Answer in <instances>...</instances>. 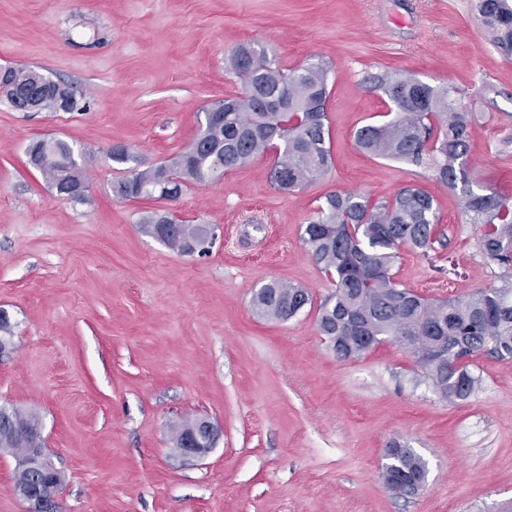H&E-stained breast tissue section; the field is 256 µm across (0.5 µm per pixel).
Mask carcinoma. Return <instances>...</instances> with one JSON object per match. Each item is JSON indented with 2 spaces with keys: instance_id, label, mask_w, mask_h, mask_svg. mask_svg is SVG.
<instances>
[{
  "instance_id": "obj_1",
  "label": "carcinoma",
  "mask_w": 512,
  "mask_h": 512,
  "mask_svg": "<svg viewBox=\"0 0 512 512\" xmlns=\"http://www.w3.org/2000/svg\"><path fill=\"white\" fill-rule=\"evenodd\" d=\"M475 8L495 45L512 52V0H476ZM228 68L241 85L238 96L224 99L221 124L204 122L191 145L155 168L133 167L129 148L112 157L127 165L128 175L114 186L122 199L152 197L149 190L165 185L183 194L188 184L243 168L256 156L279 147L271 172L283 192L304 188L324 177L333 165L327 116L330 68L311 63L286 68L245 46L234 50ZM40 72L11 67L0 72V96L9 104L28 99L39 112H73L78 100L69 84L54 88L37 83ZM373 89L389 103V118L360 127L357 148L376 158L430 168L439 181L462 186L466 223L478 226V247L489 261L504 268L498 284L468 295L426 299L400 284L391 273L401 247L428 257L442 242L434 199L416 184L401 188L380 202L357 192L325 197L302 239L313 259L335 282V293L318 307L321 336L337 356L359 358L383 338L408 349L424 382L450 403L465 400L483 383L475 360L489 354L512 359V196L470 181L468 148L472 116L459 103L457 88L433 86L408 74L369 77ZM37 168L51 188H87L72 146L63 140H35L28 146ZM152 237L185 253L209 249L212 238L201 224H180L152 214L142 221ZM312 296L300 286L273 281L254 294L255 313L266 319L289 320ZM41 432L39 418L15 410L0 417V449L21 448L24 435ZM420 476L428 472L424 459L402 447L385 466Z\"/></svg>"
}]
</instances>
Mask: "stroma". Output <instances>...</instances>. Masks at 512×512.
<instances>
[{
    "label": "stroma",
    "mask_w": 512,
    "mask_h": 512,
    "mask_svg": "<svg viewBox=\"0 0 512 512\" xmlns=\"http://www.w3.org/2000/svg\"><path fill=\"white\" fill-rule=\"evenodd\" d=\"M294 68L329 62L334 164L284 193L271 155L190 185L175 202L121 199V143L139 168L183 151L204 111L239 95L226 67L239 46ZM0 65L70 84L84 110L19 112L0 99V307L13 349L0 356V406L36 414L62 476L57 512H493L512 501V361L484 355V384L451 404L409 382L416 364L386 341L341 360L317 328L335 292L302 231L326 195L374 201L418 183L447 245L427 260L402 249L395 278L427 298L491 285L461 190L430 170L370 157L354 134L389 107L372 74L451 84L475 115L469 174L512 194V56L486 36L475 0H0ZM62 139L86 199L57 196L26 155ZM214 225L209 253L146 234L143 213ZM308 289L294 318H259L269 281ZM206 416L222 433L201 460L172 429ZM426 461L418 495H393L384 450Z\"/></svg>",
    "instance_id": "obj_1"
}]
</instances>
